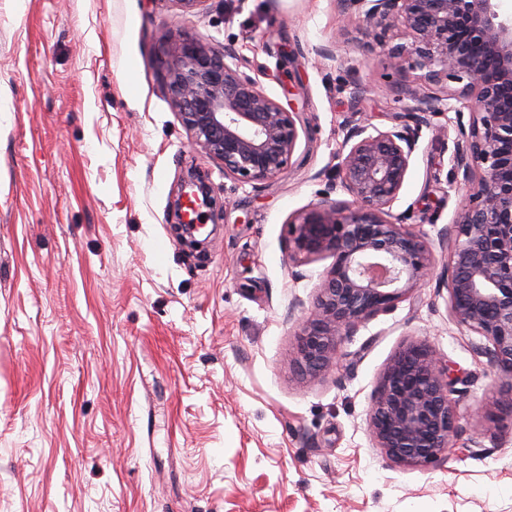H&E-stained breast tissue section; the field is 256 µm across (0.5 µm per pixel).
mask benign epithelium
I'll return each instance as SVG.
<instances>
[{
    "label": "benign epithelium",
    "mask_w": 512,
    "mask_h": 512,
    "mask_svg": "<svg viewBox=\"0 0 512 512\" xmlns=\"http://www.w3.org/2000/svg\"><path fill=\"white\" fill-rule=\"evenodd\" d=\"M503 0H336L347 23L360 20L388 47L391 68L420 72L455 114L450 163L466 189L448 232L439 282L451 320L486 339L493 370L512 378V11ZM166 84L194 143L240 185L272 182L292 168L304 124L293 105L268 96L227 49L171 42ZM392 129L369 131L344 116L337 177L350 200L320 201L288 221V260L329 257L311 308L298 319L289 357L316 378L336 364L344 337L430 280L429 243L394 221L388 207L408 178L430 96ZM473 102L468 123L451 101ZM454 379L425 343L403 345L382 373L369 409V435L393 462L429 466L450 451L456 431Z\"/></svg>",
    "instance_id": "obj_1"
}]
</instances>
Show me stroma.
Masks as SVG:
<instances>
[{"label":"stroma","instance_id":"stroma-1","mask_svg":"<svg viewBox=\"0 0 512 512\" xmlns=\"http://www.w3.org/2000/svg\"><path fill=\"white\" fill-rule=\"evenodd\" d=\"M176 36L235 49L298 108L289 173L240 185L193 143L165 84ZM356 82L381 130L417 84L336 0H0V512H512V381L437 280L347 336L320 377L288 361L328 262H289L287 223L347 198L336 155ZM430 121L390 212L442 263L462 188L456 127ZM191 176L213 198L196 251L175 230ZM409 341L455 381L453 447L427 467L367 432Z\"/></svg>","mask_w":512,"mask_h":512}]
</instances>
